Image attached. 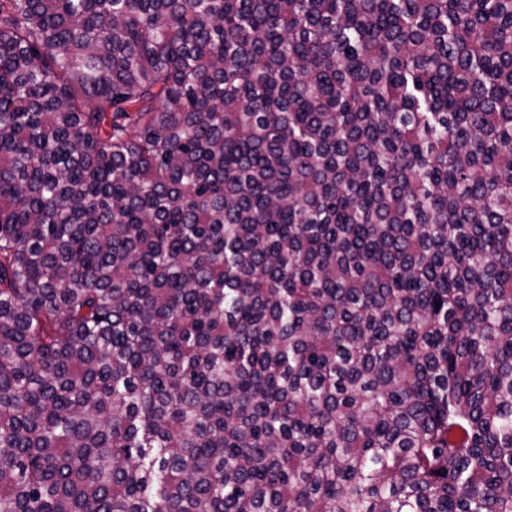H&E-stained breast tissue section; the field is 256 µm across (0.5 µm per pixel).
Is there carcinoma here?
Listing matches in <instances>:
<instances>
[{
  "instance_id": "carcinoma-1",
  "label": "carcinoma",
  "mask_w": 512,
  "mask_h": 512,
  "mask_svg": "<svg viewBox=\"0 0 512 512\" xmlns=\"http://www.w3.org/2000/svg\"><path fill=\"white\" fill-rule=\"evenodd\" d=\"M0 512H512V0H0Z\"/></svg>"
}]
</instances>
